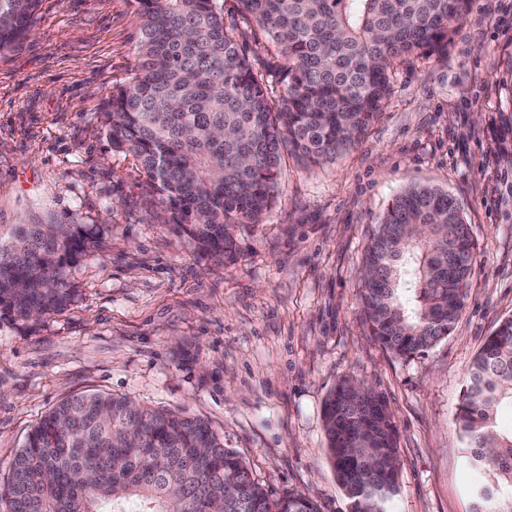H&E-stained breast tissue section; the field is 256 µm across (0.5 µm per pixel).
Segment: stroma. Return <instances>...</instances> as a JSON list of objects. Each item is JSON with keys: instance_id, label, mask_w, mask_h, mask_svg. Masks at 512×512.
<instances>
[{"instance_id": "obj_1", "label": "stroma", "mask_w": 512, "mask_h": 512, "mask_svg": "<svg viewBox=\"0 0 512 512\" xmlns=\"http://www.w3.org/2000/svg\"><path fill=\"white\" fill-rule=\"evenodd\" d=\"M216 6L279 100L283 59L236 0ZM138 25L131 0H39L31 31L0 54V225L70 222L95 240L64 310L0 320V491L46 413L104 392L204 420L271 496L303 491L320 512H348L323 403L349 378L393 414L396 512H469L454 416L472 357L512 315V0H471L447 60L395 61L355 151L314 167L283 156L271 210L237 229L228 265L168 227L138 161L105 133ZM412 184L456 198L476 251L451 334L405 361L371 336L360 291L375 225Z\"/></svg>"}]
</instances>
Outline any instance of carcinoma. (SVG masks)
Segmentation results:
<instances>
[{
  "mask_svg": "<svg viewBox=\"0 0 512 512\" xmlns=\"http://www.w3.org/2000/svg\"><path fill=\"white\" fill-rule=\"evenodd\" d=\"M286 60L272 102L215 0H135L138 62L112 91L105 131L139 161L168 223L199 252L233 261L236 228L273 203L282 155L311 165L356 149L381 113L396 59L448 56L470 0H237ZM38 0H0V52L35 23ZM94 243L79 224L0 225V317L65 309L68 273ZM474 242L448 191L411 185L388 204L366 247L361 299L372 336L400 359L447 337L472 271ZM512 316L486 337L455 413L470 512H512ZM330 461L349 512H391L395 425L383 395L339 380L324 404ZM8 512H319L252 477L199 419L127 396L58 403L15 455Z\"/></svg>",
  "mask_w": 512,
  "mask_h": 512,
  "instance_id": "obj_1",
  "label": "carcinoma"
}]
</instances>
